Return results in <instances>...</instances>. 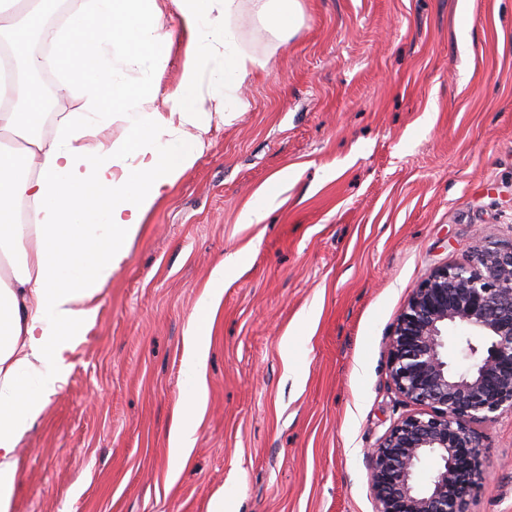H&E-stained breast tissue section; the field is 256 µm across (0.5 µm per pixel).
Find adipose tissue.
Listing matches in <instances>:
<instances>
[{
    "label": "adipose tissue",
    "mask_w": 512,
    "mask_h": 512,
    "mask_svg": "<svg viewBox=\"0 0 512 512\" xmlns=\"http://www.w3.org/2000/svg\"><path fill=\"white\" fill-rule=\"evenodd\" d=\"M185 40L175 88L158 97L174 33L159 0H85L55 34L56 92L79 91L84 109L38 134L40 86L14 75L45 63L28 49L43 10L14 0L0 13V512L22 491L18 448L65 380L66 355L93 324L98 294L126 261L148 215L207 145L213 119L245 111L239 91L259 68L231 26L239 0H170ZM120 125L116 141L104 131ZM224 278L195 314L175 411L172 458L185 465L202 420L201 355Z\"/></svg>",
    "instance_id": "ef3b65f1"
}]
</instances>
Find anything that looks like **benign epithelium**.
I'll return each instance as SVG.
<instances>
[{"label": "benign epithelium", "instance_id": "1", "mask_svg": "<svg viewBox=\"0 0 512 512\" xmlns=\"http://www.w3.org/2000/svg\"><path fill=\"white\" fill-rule=\"evenodd\" d=\"M452 336L464 371L451 362ZM389 350L395 394L416 411L369 452L376 512H470L489 476L475 424L512 411V244L434 271L410 295ZM426 460L433 468L419 482Z\"/></svg>", "mask_w": 512, "mask_h": 512}]
</instances>
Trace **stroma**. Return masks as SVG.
Masks as SVG:
<instances>
[{
    "instance_id": "obj_1",
    "label": "stroma",
    "mask_w": 512,
    "mask_h": 512,
    "mask_svg": "<svg viewBox=\"0 0 512 512\" xmlns=\"http://www.w3.org/2000/svg\"><path fill=\"white\" fill-rule=\"evenodd\" d=\"M298 3L286 39L241 0L232 25L266 67L100 293L19 446L12 512H375L367 451L411 411L389 375L399 315L436 269L512 242V0ZM219 269L178 468L187 338ZM479 430L490 478L470 512H512V413ZM288 178V171L275 176V178L258 191L248 203L242 215L245 224L258 223L263 219V213L267 200L273 195L283 179Z\"/></svg>"
}]
</instances>
